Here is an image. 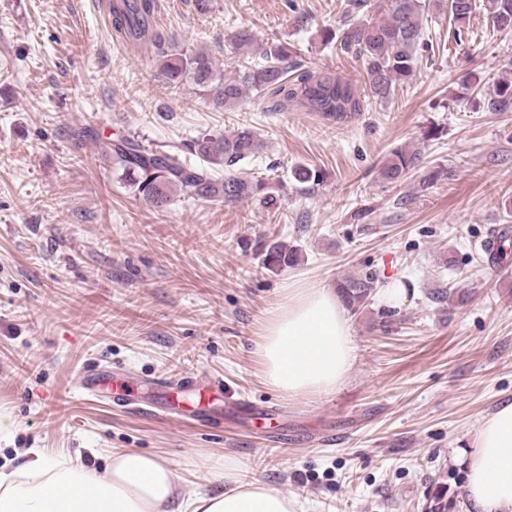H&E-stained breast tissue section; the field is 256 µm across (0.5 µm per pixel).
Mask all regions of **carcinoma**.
I'll return each instance as SVG.
<instances>
[{
  "instance_id": "cac0c4a2",
  "label": "carcinoma",
  "mask_w": 512,
  "mask_h": 512,
  "mask_svg": "<svg viewBox=\"0 0 512 512\" xmlns=\"http://www.w3.org/2000/svg\"><path fill=\"white\" fill-rule=\"evenodd\" d=\"M368 5L383 12V18H359L345 24L338 33L325 32L324 40L329 44L337 41L341 51L362 59L371 96L385 100L397 85L414 75L419 49L425 45L426 14L434 8L448 14L453 36L460 41L475 9V0H349L353 12ZM154 10V0H115L112 25L118 33L133 40L150 39L166 78L174 85L191 82L215 110L238 106L252 91L281 94L286 100H297L329 117H343L360 107L352 87L331 75L302 72L288 79L291 52L282 44L266 51L263 63L226 76L208 54L188 53L166 45V38L153 29ZM490 15L497 31H512V0H491ZM487 108L491 112L512 110L511 80L497 83ZM437 136L438 130L431 128L422 140L391 151L380 168L381 178L389 182L407 178L422 164L425 142ZM260 147L253 131L244 128L222 137L201 134L184 144V148L170 151L149 149L133 136H120L112 140L106 152L123 170L136 194L161 207L171 201L176 191L187 198L228 204L272 201L266 181L235 171ZM297 261L298 249L284 242L265 247L263 265L271 271H281ZM376 282L373 272L350 276L338 284V291L346 306L357 312L368 303Z\"/></svg>"
}]
</instances>
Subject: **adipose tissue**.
Here are the masks:
<instances>
[{
    "label": "adipose tissue",
    "mask_w": 512,
    "mask_h": 512,
    "mask_svg": "<svg viewBox=\"0 0 512 512\" xmlns=\"http://www.w3.org/2000/svg\"><path fill=\"white\" fill-rule=\"evenodd\" d=\"M350 336L332 289L288 286L258 345L266 383L289 397L335 390L352 365ZM466 463L476 512H512L511 402L483 420ZM0 512H291V503L257 482L182 494L174 470L139 451L113 455L108 466L94 469L30 448L20 465L0 466Z\"/></svg>",
    "instance_id": "adipose-tissue-1"
}]
</instances>
